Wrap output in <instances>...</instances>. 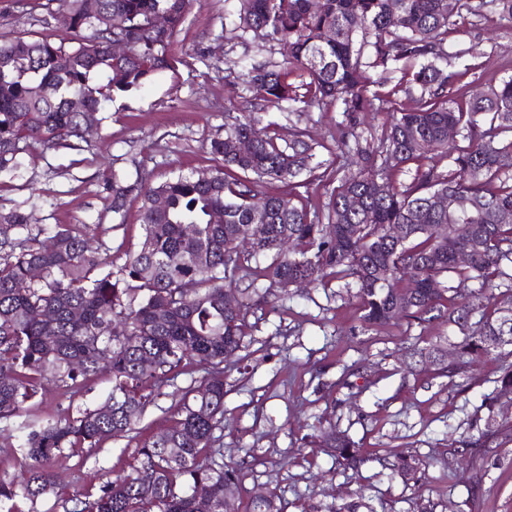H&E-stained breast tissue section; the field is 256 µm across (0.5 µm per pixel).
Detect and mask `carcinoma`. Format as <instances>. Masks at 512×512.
<instances>
[{
  "label": "carcinoma",
  "instance_id": "obj_1",
  "mask_svg": "<svg viewBox=\"0 0 512 512\" xmlns=\"http://www.w3.org/2000/svg\"><path fill=\"white\" fill-rule=\"evenodd\" d=\"M87 2L60 0L72 18L66 34L0 36V173L18 169L33 142L80 148L86 123L100 121L115 97L175 70L171 39L191 0H96L94 16ZM236 2L228 22L235 37L283 44L287 54L277 62L241 58L235 79L262 109H336V136L320 147L338 163L314 161L306 132L287 143L265 113L245 112L210 141V168L156 185L112 177V211L121 213L133 194L144 226L139 249L117 267L106 241L87 249L79 225H32L21 206L0 211V425L16 433L23 459L16 477L0 481V512H38V500L55 493L59 459L83 463L84 449L133 433L159 385L193 357L210 370L185 391L171 424L141 440L139 465L58 498L64 512H224V494L234 492L241 471L224 467L215 447L223 364L242 348L243 310L265 282L285 290L299 278L342 281L363 328L405 320L457 329L460 356L443 372L488 356L499 362L495 395L485 398L482 424L462 445L481 448L512 431L511 421L496 419L500 400L512 398V223L497 219L512 210V76L464 100L458 83L476 65L470 52L448 51L462 12L486 10L512 24V0H456L451 11L448 0H322L314 11L309 0ZM159 13L168 15L163 31L152 26ZM114 39L127 41L131 54L112 55ZM45 85L54 88L48 97ZM375 100L388 104L387 118L367 127L363 117ZM450 126L458 129L453 141ZM242 138L254 139L247 155L231 150ZM437 157L447 167L438 168ZM411 164V182H398ZM316 182L331 187L322 209L308 207L300 192ZM265 185L279 191L264 192ZM443 192L463 195L467 210L450 218L436 209L432 199ZM352 197L359 207L349 206ZM448 223L457 225L450 243L439 234ZM187 224L194 225L192 252L184 245ZM391 224L405 227L401 239L387 235ZM459 247L470 248L469 263L457 261ZM242 270L251 287L228 309L226 281ZM185 281L195 283L187 294ZM37 310L51 319H35ZM104 368L112 386L100 404L28 419L46 385L72 400ZM318 431L340 464L363 462L347 435L331 426ZM249 512L281 507L260 496Z\"/></svg>",
  "mask_w": 512,
  "mask_h": 512
}]
</instances>
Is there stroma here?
I'll list each match as a JSON object with an SVG mask.
<instances>
[{"instance_id":"1","label":"stroma","mask_w":512,"mask_h":512,"mask_svg":"<svg viewBox=\"0 0 512 512\" xmlns=\"http://www.w3.org/2000/svg\"><path fill=\"white\" fill-rule=\"evenodd\" d=\"M0 0V35L49 33L65 28L59 0ZM235 0H194L172 39L176 76L163 75L134 95L117 99L87 133L83 150L32 145L21 168L0 175V210L27 202L33 224H88L90 244L111 238L112 258L136 251L143 239L139 203L128 199L123 216L112 212L104 182L112 174L135 181L150 173L159 183L211 163L210 140L250 109L227 71L245 54L278 60L277 51L245 46L223 33ZM455 49L491 57L490 66L462 78L467 96L512 76V25L496 15H465L448 36ZM283 139L296 131L320 147L336 132L331 110L270 109ZM356 304L342 282L328 287L272 289L248 309L246 338L224 363V462L244 476L232 499L245 512L257 496L275 494L284 512H328L359 503L358 512H512V436L488 448L455 456L448 441L469 435L498 364L487 358L467 372L448 375L428 362L406 368L409 352L432 341L452 347L456 335L434 322L409 327L361 329ZM200 359L187 362L164 383L138 428L160 432L173 418L183 392L205 373ZM332 425L361 448L359 471L340 466L314 435ZM428 464V472L404 476L390 465L394 453ZM139 459L131 437L102 443L85 464L63 459L56 481L66 489L98 483L130 470Z\"/></svg>"}]
</instances>
